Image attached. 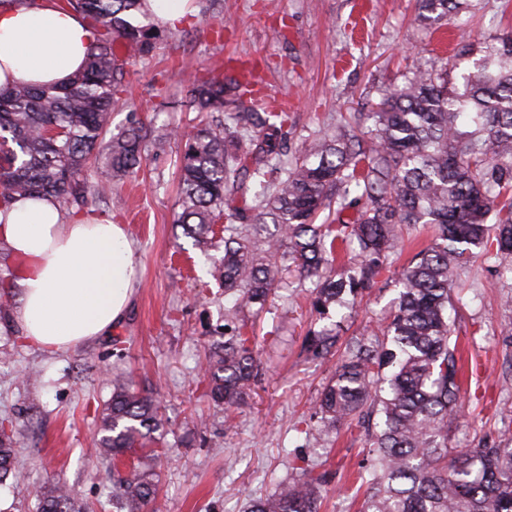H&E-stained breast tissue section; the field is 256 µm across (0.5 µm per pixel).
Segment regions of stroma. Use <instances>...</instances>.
Masks as SVG:
<instances>
[{"label":"stroma","instance_id":"1","mask_svg":"<svg viewBox=\"0 0 512 512\" xmlns=\"http://www.w3.org/2000/svg\"><path fill=\"white\" fill-rule=\"evenodd\" d=\"M215 13L222 36L196 16L162 32L133 68L126 105L112 114L111 133L137 119L167 139L163 153L146 148L137 177L87 205L126 225L134 244L139 284L123 321L111 335L49 353L24 342L14 318L0 319V423L13 424L21 473L19 483L0 485V512H38L39 490L57 482L82 512H112V466L95 441L112 376L121 372L153 391L168 420L158 442L156 512H244L249 499L292 478L296 454L348 479L362 463L360 433L333 440L305 424L336 361L302 352L307 331L327 321L297 271L248 320L263 374L247 403L228 416L204 396L205 355L223 339L234 299L174 223L176 162L196 123L186 103L210 67L223 64L228 77L251 70L264 94L288 100L287 146L296 156L340 116L370 111L407 51L439 64L455 53L458 36L445 21L420 25L416 0H217ZM466 20L470 41H484L512 28V0H477ZM500 263L490 254L474 257L454 288L463 355L478 364L464 376L462 413L450 427L457 448L512 441V307L501 304L512 281L498 279ZM399 266L390 259L343 323L344 336L362 334L388 311Z\"/></svg>","mask_w":512,"mask_h":512}]
</instances>
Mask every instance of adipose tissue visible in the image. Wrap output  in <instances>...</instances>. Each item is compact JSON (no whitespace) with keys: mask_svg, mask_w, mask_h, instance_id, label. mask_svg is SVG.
<instances>
[{"mask_svg":"<svg viewBox=\"0 0 512 512\" xmlns=\"http://www.w3.org/2000/svg\"><path fill=\"white\" fill-rule=\"evenodd\" d=\"M92 36L46 0L0 9V86L60 84L82 67ZM0 243L18 259L16 315L27 343L54 352L107 335L135 292L137 261L125 225L65 217L50 198L0 208Z\"/></svg>","mask_w":512,"mask_h":512,"instance_id":"ef3b65f1","label":"adipose tissue"}]
</instances>
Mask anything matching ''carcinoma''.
I'll return each mask as SVG.
<instances>
[{
  "label": "carcinoma",
  "mask_w": 512,
  "mask_h": 512,
  "mask_svg": "<svg viewBox=\"0 0 512 512\" xmlns=\"http://www.w3.org/2000/svg\"><path fill=\"white\" fill-rule=\"evenodd\" d=\"M82 17L93 34L83 71L67 84L0 86V133L19 152L0 154V207L14 196L52 197L81 210L87 193L112 194L136 174L147 131L135 121L106 138L127 66L154 49L156 29L145 0H57ZM474 7L470 0H418V18L448 21ZM459 56H476L474 70L422 68L409 57L401 85L382 94L371 112L355 113L337 131L314 140L303 156L281 150L288 113L259 102L241 81L216 68L191 90L189 106L205 119L188 134L178 160L175 223L211 262V273L235 296L228 316L237 330L206 355L208 396L217 407L240 408L262 375L248 315L263 312L283 283L284 262L315 280L313 306L323 314L360 302L418 224L435 227L400 271L393 310L368 335L341 341L336 327L310 332L304 349L340 360L321 388L309 419L320 432L353 429L377 417L366 462L353 484L363 489L358 512H512V446L456 449L448 424L460 411L461 347L449 310L452 288L472 250L510 258L512 275V29L474 44L460 36ZM54 128L56 135L46 131ZM101 160L98 180L84 175ZM262 191L245 202L244 179ZM364 202L354 222L342 213ZM336 206V223L318 224ZM224 220V251L214 224ZM272 223L276 234L263 235ZM166 419L152 393L112 379L101 421L98 455L112 460V508L152 512V444ZM296 476L245 512H320L332 481L303 457ZM19 480L12 438L0 431V483ZM41 512H79L71 492L40 490Z\"/></svg>",
  "instance_id": "1"
}]
</instances>
